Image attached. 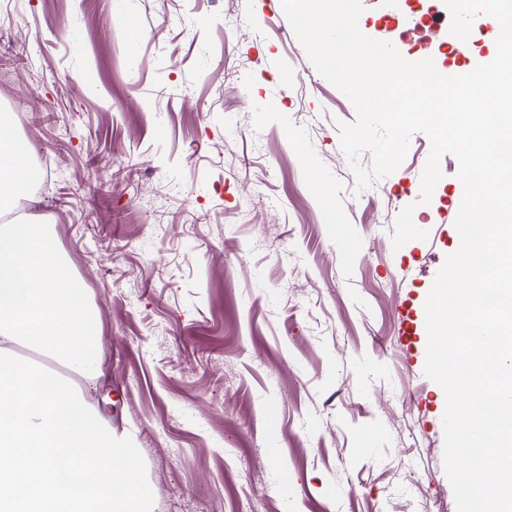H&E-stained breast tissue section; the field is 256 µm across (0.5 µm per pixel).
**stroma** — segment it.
Segmentation results:
<instances>
[{
  "label": "stroma",
  "instance_id": "obj_1",
  "mask_svg": "<svg viewBox=\"0 0 512 512\" xmlns=\"http://www.w3.org/2000/svg\"><path fill=\"white\" fill-rule=\"evenodd\" d=\"M0 114L42 170L0 224H50L80 279L87 400L139 449L152 512H457L424 303L458 248L459 162L420 203L418 132L358 190L354 107L281 0H0ZM411 203L428 238L393 250Z\"/></svg>",
  "mask_w": 512,
  "mask_h": 512
}]
</instances>
